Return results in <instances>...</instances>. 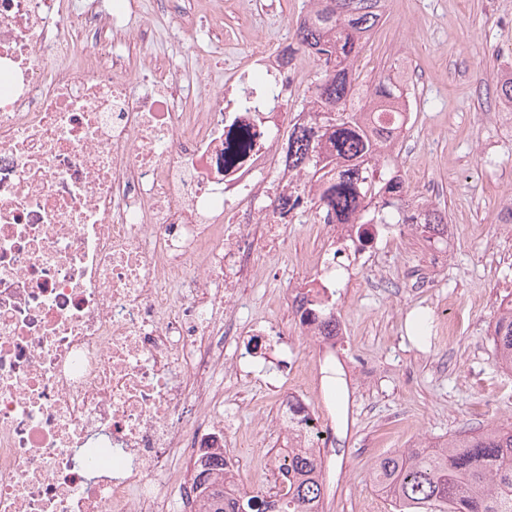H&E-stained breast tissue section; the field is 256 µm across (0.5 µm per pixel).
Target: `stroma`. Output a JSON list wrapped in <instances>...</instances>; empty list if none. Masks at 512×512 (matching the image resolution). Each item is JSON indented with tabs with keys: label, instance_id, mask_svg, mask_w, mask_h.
Instances as JSON below:
<instances>
[{
	"label": "stroma",
	"instance_id": "obj_1",
	"mask_svg": "<svg viewBox=\"0 0 512 512\" xmlns=\"http://www.w3.org/2000/svg\"><path fill=\"white\" fill-rule=\"evenodd\" d=\"M179 0L180 23L156 11L168 35L155 61L185 93L174 109L190 110V92L215 77L227 79L224 39L238 44L247 65L256 32L290 41L307 0ZM415 67L413 114L393 148L406 181V201L446 210L448 237L427 241L397 225L381 228L376 245L336 277V308L348 329L344 361L322 368L338 378L322 386L336 399V445L324 460V512H390L370 469L385 454L445 442L468 430L512 426V370L498 364L490 331L512 293V224L499 213L512 201V139L505 137L496 93L500 73L512 70V0H386L383 19L356 63L371 82L397 60ZM283 242L264 248L271 270L261 284L243 282L249 313L275 324L306 370L317 346L302 336L293 314L296 288L321 278L315 260L327 245L313 211L294 215ZM425 336L412 335L417 315ZM211 393L231 422L224 451L240 466L248 492L273 484L269 460L283 444L266 431L275 402L258 378L211 376ZM254 447H240L242 436Z\"/></svg>",
	"mask_w": 512,
	"mask_h": 512
}]
</instances>
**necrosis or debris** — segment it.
Segmentation results:
<instances>
[{
  "mask_svg": "<svg viewBox=\"0 0 512 512\" xmlns=\"http://www.w3.org/2000/svg\"><path fill=\"white\" fill-rule=\"evenodd\" d=\"M106 19L142 46L136 80L98 59ZM147 27L117 5L0 0V512H151L174 456L224 445L205 381L243 333L241 282L264 281L262 245L281 236L254 199L293 189L262 174L294 72L255 39L246 67L179 112ZM272 342L224 371L264 376L270 429L326 453L334 409L311 406L287 332Z\"/></svg>",
  "mask_w": 512,
  "mask_h": 512,
  "instance_id": "necrosis-or-debris-1",
  "label": "necrosis or debris"
}]
</instances>
